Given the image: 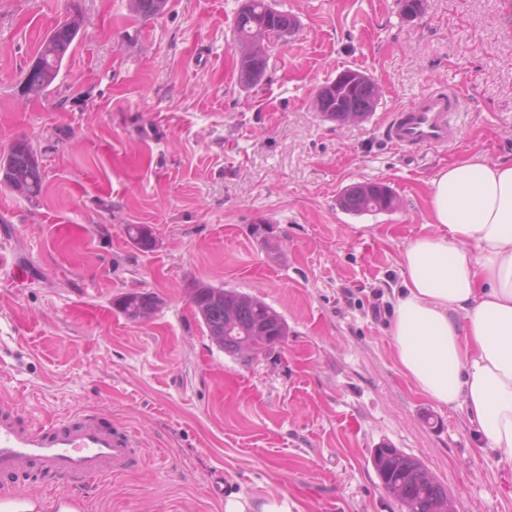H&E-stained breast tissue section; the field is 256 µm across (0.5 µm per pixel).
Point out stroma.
I'll return each mask as SVG.
<instances>
[{
  "label": "stroma",
  "instance_id": "stroma-1",
  "mask_svg": "<svg viewBox=\"0 0 512 512\" xmlns=\"http://www.w3.org/2000/svg\"><path fill=\"white\" fill-rule=\"evenodd\" d=\"M273 2L299 28L245 87L241 0H168L149 20L128 0H0V152L29 141L46 178L36 203L0 185V399L135 435V470L65 488L81 512H224L207 494L219 470L254 505L402 512L374 470L380 446L417 457L456 512H512V467L479 451L465 413L417 391L389 319L371 317L402 286L431 179L467 156L512 157V0H422L414 19L398 0ZM73 12L84 26L53 90L23 96L44 34ZM349 68L381 97L341 125L313 101ZM451 88L465 104L448 147L407 157L384 137L390 112ZM367 181L397 208L342 210L340 191ZM261 218L279 253L251 238ZM129 224L155 247H135ZM195 280L262 298L287 339L249 362L224 353L193 315ZM129 291L163 304L128 321L113 301Z\"/></svg>",
  "mask_w": 512,
  "mask_h": 512
}]
</instances>
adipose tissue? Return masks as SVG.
<instances>
[{"mask_svg":"<svg viewBox=\"0 0 512 512\" xmlns=\"http://www.w3.org/2000/svg\"><path fill=\"white\" fill-rule=\"evenodd\" d=\"M429 201L426 232L401 254L395 357L430 400L466 413L482 452L512 465V158L451 163Z\"/></svg>","mask_w":512,"mask_h":512,"instance_id":"adipose-tissue-1","label":"adipose tissue"}]
</instances>
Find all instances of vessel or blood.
Wrapping results in <instances>:
<instances>
[{"instance_id":"1","label":"vessel or blood","mask_w":512,"mask_h":512,"mask_svg":"<svg viewBox=\"0 0 512 512\" xmlns=\"http://www.w3.org/2000/svg\"><path fill=\"white\" fill-rule=\"evenodd\" d=\"M463 105L458 91L431 92L391 112L389 141L405 152L442 148L458 133ZM137 440L98 414H76L36 423L22 419L13 402L0 401V482L25 466L66 483L89 477L117 478L141 460Z\"/></svg>"}]
</instances>
